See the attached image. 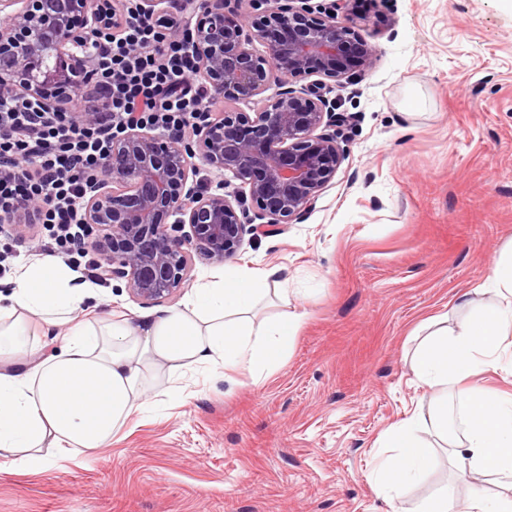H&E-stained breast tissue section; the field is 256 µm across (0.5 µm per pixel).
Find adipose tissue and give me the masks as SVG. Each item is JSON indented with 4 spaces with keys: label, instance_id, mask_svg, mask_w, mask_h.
I'll return each instance as SVG.
<instances>
[{
    "label": "adipose tissue",
    "instance_id": "adipose-tissue-1",
    "mask_svg": "<svg viewBox=\"0 0 512 512\" xmlns=\"http://www.w3.org/2000/svg\"><path fill=\"white\" fill-rule=\"evenodd\" d=\"M274 275L242 268L197 284L181 308L94 326L78 319L95 297L92 283L49 255L22 266L11 292H0V457L38 472L51 460L106 446L131 416L147 410L149 371L221 368L256 378L278 366L303 317L257 316ZM488 284L492 301L458 330L429 319L410 361L428 407L391 426L381 442L389 453L377 457L372 485L378 497L393 500L435 467L434 449L421 434L447 439L449 387L465 397V441L448 450L458 475L412 512H455L462 499L468 512H512V396L474 381L512 356V248L494 261ZM61 326L67 333L58 353L42 356L40 335ZM485 475L497 477L501 493L476 491Z\"/></svg>",
    "mask_w": 512,
    "mask_h": 512
}]
</instances>
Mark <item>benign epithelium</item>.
<instances>
[{"instance_id": "obj_1", "label": "benign epithelium", "mask_w": 512, "mask_h": 512, "mask_svg": "<svg viewBox=\"0 0 512 512\" xmlns=\"http://www.w3.org/2000/svg\"><path fill=\"white\" fill-rule=\"evenodd\" d=\"M244 20L225 0H140L145 18L184 37L194 76L224 111L203 112L179 137L133 127L112 139L103 173L79 200L80 223L100 255V277L123 279L145 303L174 296L191 258L222 264L245 236L281 232L309 211L336 175L345 149L329 94L373 64L355 30L352 0L315 16L308 0H257ZM114 0H0V97L40 112H71L93 88L96 36L119 31ZM310 80L298 91L292 81ZM205 170L213 188L197 180ZM177 219L169 224L171 215ZM22 203L12 219L37 221Z\"/></svg>"}]
</instances>
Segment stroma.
<instances>
[{
  "label": "stroma",
  "instance_id": "35a3bbf8",
  "mask_svg": "<svg viewBox=\"0 0 512 512\" xmlns=\"http://www.w3.org/2000/svg\"><path fill=\"white\" fill-rule=\"evenodd\" d=\"M358 29L372 68L336 90L346 157L313 208L245 240L237 259H193L188 287L241 266L275 268L287 299L262 315L304 322L260 380L188 371L185 400L133 416L105 448L37 473L0 461V512H392L370 475L379 441L428 397L409 359L414 331L457 329L512 243V0H370ZM38 226L0 233L8 288L39 258ZM85 317L179 308L142 304L125 281L98 288ZM436 467L397 505L452 483Z\"/></svg>",
  "mask_w": 512,
  "mask_h": 512
}]
</instances>
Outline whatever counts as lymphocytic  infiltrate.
Returning <instances> with one entry per match:
<instances>
[{"label": "lymphocytic infiltrate", "mask_w": 512, "mask_h": 512, "mask_svg": "<svg viewBox=\"0 0 512 512\" xmlns=\"http://www.w3.org/2000/svg\"><path fill=\"white\" fill-rule=\"evenodd\" d=\"M122 32L101 37L94 91L101 105L97 125L72 113L34 112L20 99L0 102V223H9L17 203L42 200L37 221L58 254L88 257L77 203L96 172L112 135L133 124L167 133L187 128L206 107L202 89L188 75L194 60L184 41L171 40L141 17L138 0H126Z\"/></svg>", "instance_id": "f902f5d3"}]
</instances>
